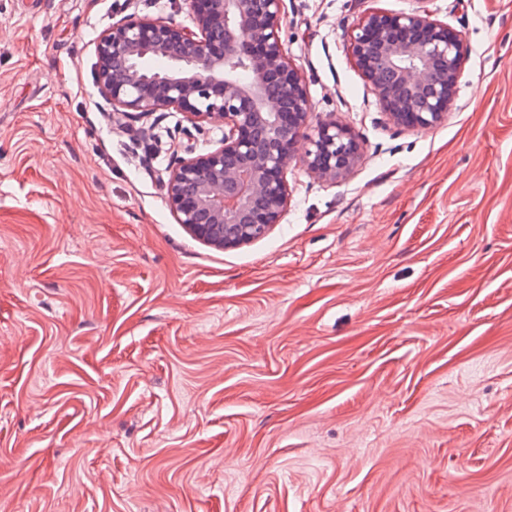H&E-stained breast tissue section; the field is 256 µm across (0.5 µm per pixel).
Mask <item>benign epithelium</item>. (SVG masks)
Segmentation results:
<instances>
[{
	"mask_svg": "<svg viewBox=\"0 0 512 512\" xmlns=\"http://www.w3.org/2000/svg\"><path fill=\"white\" fill-rule=\"evenodd\" d=\"M284 0H183L194 28L128 15L97 43L95 83L113 115L174 109L188 122L221 124L219 147L189 146L164 182L177 223L217 249L266 236L291 203L286 177L299 143L315 178L335 183L360 159V139L334 120L306 134V82L284 51ZM408 12L373 10L347 49L388 124L422 130L448 120L467 60L459 31L432 18L429 0Z\"/></svg>",
	"mask_w": 512,
	"mask_h": 512,
	"instance_id": "7a95c632",
	"label": "benign epithelium"
}]
</instances>
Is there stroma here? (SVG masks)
<instances>
[{"label": "stroma", "instance_id": "obj_1", "mask_svg": "<svg viewBox=\"0 0 512 512\" xmlns=\"http://www.w3.org/2000/svg\"><path fill=\"white\" fill-rule=\"evenodd\" d=\"M414 0H285L311 125L265 237L173 217L182 113L117 124L96 44L179 0H0V512H512V0H430L469 57L455 107L389 129L346 47Z\"/></svg>", "mask_w": 512, "mask_h": 512}]
</instances>
